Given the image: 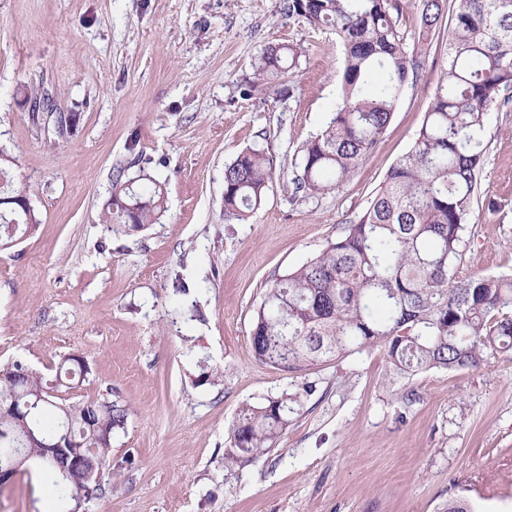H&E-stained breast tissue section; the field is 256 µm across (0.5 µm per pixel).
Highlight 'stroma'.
Masks as SVG:
<instances>
[{"instance_id":"stroma-1","label":"stroma","mask_w":512,"mask_h":512,"mask_svg":"<svg viewBox=\"0 0 512 512\" xmlns=\"http://www.w3.org/2000/svg\"><path fill=\"white\" fill-rule=\"evenodd\" d=\"M401 7L421 76L354 172L311 197L291 178L340 100L334 31L278 0H0V150L41 219L0 251V365L51 379L80 353L90 372L60 397L128 410L114 474L80 512H512V352L401 378L379 347L298 373L251 350L266 287L363 213L422 125L447 33L419 42V0ZM278 43L300 50L287 94L253 83ZM489 134L460 281L512 278V111L491 112ZM250 147L274 179L228 220L224 167ZM119 172L164 186L158 223H102ZM284 393L297 403L273 447L228 464L241 408ZM48 505L71 507L39 463L0 488V512Z\"/></svg>"}]
</instances>
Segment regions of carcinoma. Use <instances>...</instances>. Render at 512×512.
Wrapping results in <instances>:
<instances>
[{"instance_id":"carcinoma-1","label":"carcinoma","mask_w":512,"mask_h":512,"mask_svg":"<svg viewBox=\"0 0 512 512\" xmlns=\"http://www.w3.org/2000/svg\"><path fill=\"white\" fill-rule=\"evenodd\" d=\"M420 36L442 27L446 0H421ZM445 66L409 151L355 221L319 255L266 288L256 312L251 348L256 359L295 373L324 359L380 346L394 369L478 367L489 351H512V278L473 276L457 281L464 232L480 196V173L490 145L491 109L512 107V0H454ZM280 9L313 27L336 31L344 46L340 102L328 125L302 149L294 191L317 195L339 186L385 132L406 83L419 74L397 29L399 0H281ZM299 53L270 45L255 60V75L284 85ZM13 161L0 160V195L13 187ZM273 159L248 148L224 168V217L245 221L274 178ZM165 211L160 183L132 186L117 176L107 224L133 230L155 224ZM40 223L33 212L0 214V239L21 237ZM69 359L55 383L20 362L0 367V403L34 404L29 425L40 438L65 433L83 444L90 480L61 478L63 461L41 457L22 442L23 429L0 422V467L30 456L71 501L102 490L112 473V443L96 441L87 416L111 432L125 427L127 408L116 400L66 404L59 388L85 381ZM290 395L241 410L227 458L253 459L288 426Z\"/></svg>"}]
</instances>
